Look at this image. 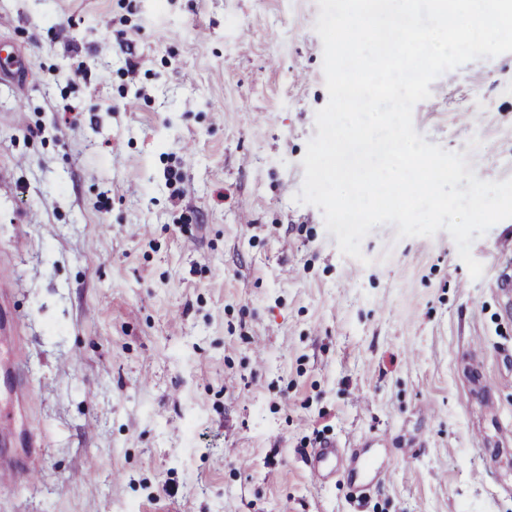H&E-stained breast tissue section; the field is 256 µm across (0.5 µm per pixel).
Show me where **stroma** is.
Segmentation results:
<instances>
[{"mask_svg":"<svg viewBox=\"0 0 512 512\" xmlns=\"http://www.w3.org/2000/svg\"><path fill=\"white\" fill-rule=\"evenodd\" d=\"M317 0H0V367L30 394L0 512H512V219L374 226L342 255L296 202L328 93ZM413 109L478 179L512 177V53ZM39 445L27 447L29 434ZM326 442L392 464L311 478ZM26 345L27 342L25 341L24 336H14L10 354L12 368L14 369V374L16 376L13 384L15 390L21 392L25 391L30 385V379L26 374V370L22 367V365L24 364L22 357Z\"/></svg>","mask_w":512,"mask_h":512,"instance_id":"1","label":"stroma"}]
</instances>
